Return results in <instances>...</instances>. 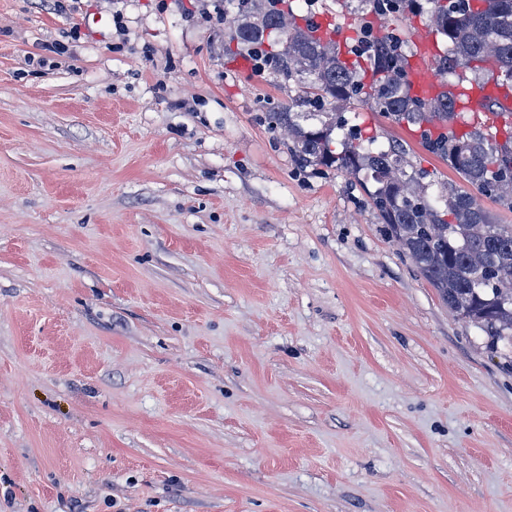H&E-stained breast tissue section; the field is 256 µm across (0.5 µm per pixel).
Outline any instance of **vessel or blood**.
Segmentation results:
<instances>
[{"mask_svg":"<svg viewBox=\"0 0 512 512\" xmlns=\"http://www.w3.org/2000/svg\"><path fill=\"white\" fill-rule=\"evenodd\" d=\"M313 33L317 38L331 40L338 44H345L349 35L347 28L335 25L330 17L322 16L315 20ZM413 41L417 46V53L409 60L407 68L408 83L411 95L425 100H432L439 96L449 94L459 98V111H478L486 98L494 97L501 101L505 111L512 109V89L493 83L482 87H472L462 90L459 85L448 84L432 70V57L435 53L436 40L433 33L416 31Z\"/></svg>","mask_w":512,"mask_h":512,"instance_id":"b4317fda","label":"vessel or blood"}]
</instances>
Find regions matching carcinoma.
<instances>
[{
    "instance_id": "cac0c4a2",
    "label": "carcinoma",
    "mask_w": 512,
    "mask_h": 512,
    "mask_svg": "<svg viewBox=\"0 0 512 512\" xmlns=\"http://www.w3.org/2000/svg\"><path fill=\"white\" fill-rule=\"evenodd\" d=\"M401 17L419 12V0H344L347 6ZM437 33L448 42L442 70L460 67L487 79L512 82V0H428ZM244 23L235 33L248 51L274 36L265 70L298 94L277 112L271 125L288 130L297 161L363 177L375 190L368 193L388 234L412 259L417 271L436 288L457 317L478 327L490 347L512 349V224H500L479 198H490L512 212V126L503 136L493 125L455 128V100L425 101L410 94L402 75L410 57V40L394 33L374 36L362 61L375 75L365 86L359 62L342 56L339 46L315 38L309 28L283 23L281 8L269 0H238ZM363 98L391 123L426 127L424 145L448 163L471 190L452 181L428 180V172L412 160L410 148L393 141L384 148L348 125L350 104ZM344 132L336 139V131Z\"/></svg>"
}]
</instances>
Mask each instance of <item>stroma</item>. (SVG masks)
Here are the masks:
<instances>
[{"label":"stroma","instance_id":"35a3bbf8","mask_svg":"<svg viewBox=\"0 0 512 512\" xmlns=\"http://www.w3.org/2000/svg\"><path fill=\"white\" fill-rule=\"evenodd\" d=\"M241 22L237 0H0V512H512V352L358 177L297 162Z\"/></svg>","mask_w":512,"mask_h":512}]
</instances>
